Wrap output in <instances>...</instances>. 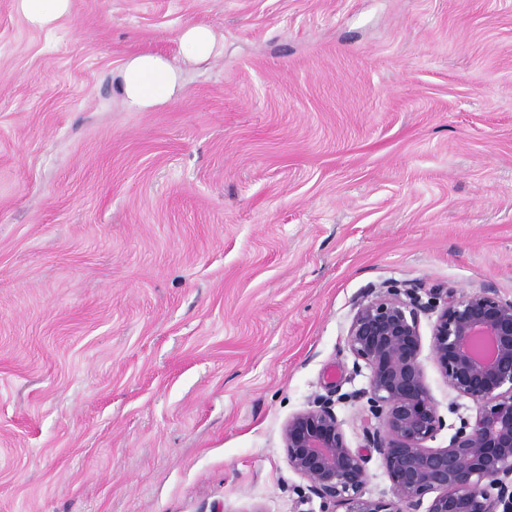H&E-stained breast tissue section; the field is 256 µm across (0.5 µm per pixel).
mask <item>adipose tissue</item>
<instances>
[{
  "label": "adipose tissue",
  "instance_id": "1",
  "mask_svg": "<svg viewBox=\"0 0 512 512\" xmlns=\"http://www.w3.org/2000/svg\"><path fill=\"white\" fill-rule=\"evenodd\" d=\"M27 22L52 29L71 13L72 0H16ZM122 91L130 108H149L170 100L181 88V73L163 57L141 54L129 58L120 71Z\"/></svg>",
  "mask_w": 512,
  "mask_h": 512
}]
</instances>
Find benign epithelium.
Segmentation results:
<instances>
[{
	"instance_id": "7a95c632",
	"label": "benign epithelium",
	"mask_w": 512,
	"mask_h": 512,
	"mask_svg": "<svg viewBox=\"0 0 512 512\" xmlns=\"http://www.w3.org/2000/svg\"><path fill=\"white\" fill-rule=\"evenodd\" d=\"M434 317L431 355L448 389L470 400L448 446L426 442L444 427L421 362L420 315ZM372 416L364 429L392 487L365 496L367 458L352 448L329 401L288 418L283 440L291 468L311 491L343 512H512V300L489 288L418 296L388 288L358 302L345 338Z\"/></svg>"
}]
</instances>
